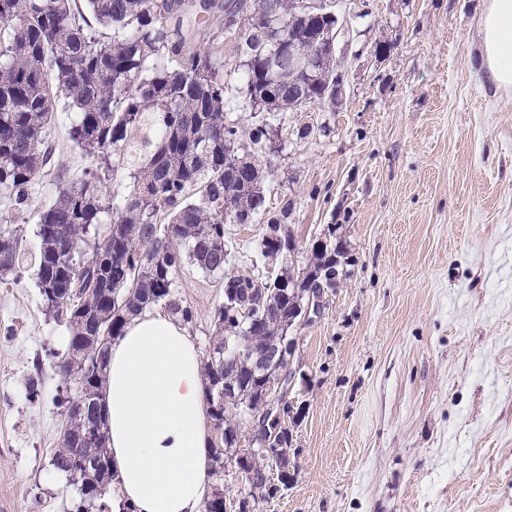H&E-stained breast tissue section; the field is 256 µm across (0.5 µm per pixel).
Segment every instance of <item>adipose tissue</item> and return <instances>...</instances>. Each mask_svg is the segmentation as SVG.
<instances>
[{"instance_id": "ef3b65f1", "label": "adipose tissue", "mask_w": 512, "mask_h": 512, "mask_svg": "<svg viewBox=\"0 0 512 512\" xmlns=\"http://www.w3.org/2000/svg\"><path fill=\"white\" fill-rule=\"evenodd\" d=\"M481 65L512 88V0H487ZM102 412L118 482L112 512H203L213 487L210 407L200 351L158 309L130 317L109 347Z\"/></svg>"}]
</instances>
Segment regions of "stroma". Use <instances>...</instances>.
Listing matches in <instances>:
<instances>
[{
    "label": "stroma",
    "mask_w": 512,
    "mask_h": 512,
    "mask_svg": "<svg viewBox=\"0 0 512 512\" xmlns=\"http://www.w3.org/2000/svg\"><path fill=\"white\" fill-rule=\"evenodd\" d=\"M483 7L335 0L342 99L283 113L281 148L258 156L268 213L292 202L294 265L333 224L351 272L294 333V478L262 512H512V89L481 68ZM54 109L57 157L81 173L76 114ZM56 195L44 178L15 217L27 261L0 283V512H69L77 495L49 465L69 331L44 314L34 265ZM262 229L227 225L231 273L266 274ZM177 282L207 350L222 283L190 265Z\"/></svg>",
    "instance_id": "stroma-1"
}]
</instances>
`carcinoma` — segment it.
Here are the masks:
<instances>
[{"instance_id":"carcinoma-1","label":"carcinoma","mask_w":512,"mask_h":512,"mask_svg":"<svg viewBox=\"0 0 512 512\" xmlns=\"http://www.w3.org/2000/svg\"><path fill=\"white\" fill-rule=\"evenodd\" d=\"M98 25L112 29L105 41L76 0H0V190L18 215L35 203L41 177L54 175L57 195L40 214L37 280L45 315L66 324L69 343L57 362L62 384L79 383L91 397L90 417L68 413L71 397L56 401L70 431L49 464L65 475L81 464L76 445L111 462L99 403L108 352L93 336L99 327L121 334L128 317L159 306L185 323L194 310L181 299L177 276L186 265L219 274L237 299L252 300L257 323L220 304L215 334L203 360L206 400L213 422L235 435L259 410L262 385L251 360L224 363V338L243 351H258L288 335V313L299 296L285 297L268 279L237 275L226 266L224 204L236 206L240 224L266 212L263 184L271 174L257 163L267 148L271 119L311 104L334 106L336 21L302 17L292 0H208L204 16L183 12L181 0H86ZM237 17L200 43L208 17ZM234 39L251 107V127L229 115L224 98V40ZM69 100L78 117L69 136L90 159L71 177L54 163L46 129L54 123V98ZM132 181L123 196L106 193L111 176ZM291 203L268 218L260 250H273L268 234L280 233L289 251ZM101 224L109 232L101 239ZM165 256L151 265V252ZM336 231L311 244L307 266L286 265L283 276L301 289H334L350 276L336 263ZM20 230L0 218V281L24 267ZM224 440L210 448L213 474L224 469ZM112 502V470L79 483L72 512Z\"/></svg>"}]
</instances>
